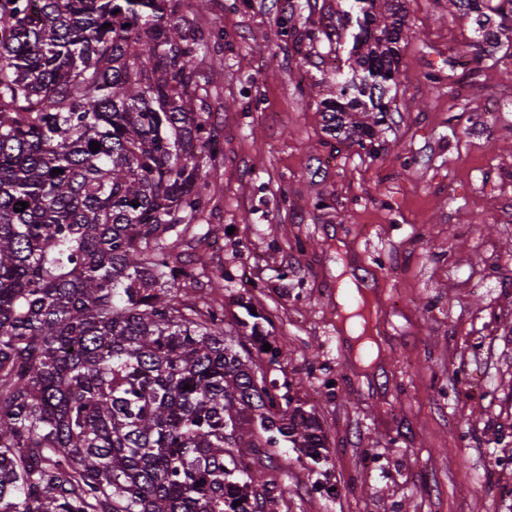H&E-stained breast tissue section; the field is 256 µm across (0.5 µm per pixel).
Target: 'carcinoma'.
Wrapping results in <instances>:
<instances>
[{"label": "carcinoma", "instance_id": "cac0c4a2", "mask_svg": "<svg viewBox=\"0 0 512 512\" xmlns=\"http://www.w3.org/2000/svg\"><path fill=\"white\" fill-rule=\"evenodd\" d=\"M184 2L0 0V512H259L255 434L322 460L315 416L237 350L263 314L234 333L182 298L218 151ZM358 2L324 102L350 140L386 122L404 27L400 0ZM482 2L449 0L504 29L512 0Z\"/></svg>", "mask_w": 512, "mask_h": 512}]
</instances>
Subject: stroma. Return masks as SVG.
I'll return each instance as SVG.
<instances>
[{"mask_svg":"<svg viewBox=\"0 0 512 512\" xmlns=\"http://www.w3.org/2000/svg\"><path fill=\"white\" fill-rule=\"evenodd\" d=\"M351 3L183 6L221 156L181 259L203 289L223 270L226 326L262 311L281 354L256 363L322 426L318 467L247 449L265 512H512V31L491 45L448 0H404L389 128L359 146L321 105L352 44L323 32ZM322 481L338 495L313 499Z\"/></svg>","mask_w":512,"mask_h":512,"instance_id":"1","label":"stroma"}]
</instances>
